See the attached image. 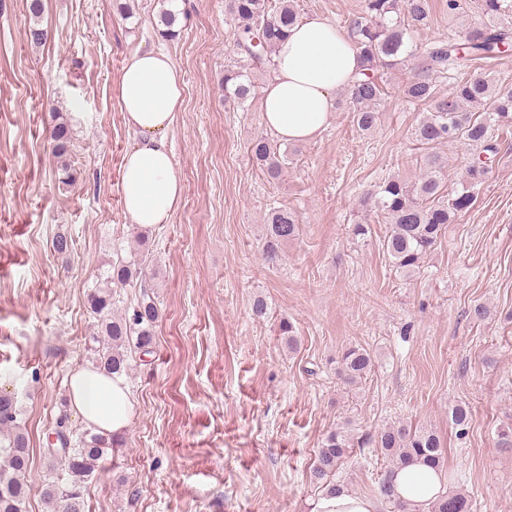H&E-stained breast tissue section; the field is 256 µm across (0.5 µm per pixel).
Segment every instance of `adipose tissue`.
<instances>
[{
    "label": "adipose tissue",
    "instance_id": "adipose-tissue-1",
    "mask_svg": "<svg viewBox=\"0 0 512 512\" xmlns=\"http://www.w3.org/2000/svg\"><path fill=\"white\" fill-rule=\"evenodd\" d=\"M273 75L262 98L265 125L282 141L304 142L330 123L338 91L350 87L361 61L345 33L326 21H299L273 54ZM183 80L171 56L160 49L133 54L118 83V99L128 129L137 137L126 153L120 191L132 224L169 223L179 208L183 185L169 135L183 106ZM69 405L86 426L120 438L130 425L134 400L124 377L87 366L70 377ZM405 512H431L446 493L440 474L413 463L392 478Z\"/></svg>",
    "mask_w": 512,
    "mask_h": 512
}]
</instances>
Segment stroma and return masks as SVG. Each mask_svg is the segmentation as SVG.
Listing matches in <instances>:
<instances>
[{
  "label": "stroma",
  "mask_w": 512,
  "mask_h": 512,
  "mask_svg": "<svg viewBox=\"0 0 512 512\" xmlns=\"http://www.w3.org/2000/svg\"><path fill=\"white\" fill-rule=\"evenodd\" d=\"M300 18L346 29L362 0H294ZM45 45L27 42L30 0H0V393L14 397L30 440L24 512H46L52 475L43 452L68 377L91 365L94 318L87 294L98 270L138 250L159 307L152 354L130 353L136 401L121 445L107 449L85 484L87 512H310L316 451L350 425L355 446L335 481L377 497L387 461L378 433L398 420L436 431L446 446L448 487L472 512H512V132L473 207L449 224L420 272L403 277L380 242L389 229L368 194L386 179L418 181L415 140L422 109L401 87L415 66L389 74L379 121L368 134L348 101L304 143H281L280 179L256 166L250 146L268 130L260 97L224 99V70L247 67L225 0H181L188 20L163 38L159 0H42ZM414 44L460 38L483 18L449 14L429 0ZM163 47L184 79L183 110L170 134L183 183L170 223L136 243L119 189L136 139L116 93L139 49ZM70 118L62 184L48 144L51 111ZM291 212L302 232L281 258L262 255L264 217ZM367 224V237L352 228ZM74 242L64 255L56 235ZM268 316L255 318L254 298ZM488 315L474 320V305ZM289 321L299 343L278 333ZM374 359L355 384L338 375L342 351ZM466 403V433L451 422Z\"/></svg>",
  "instance_id": "1"
}]
</instances>
